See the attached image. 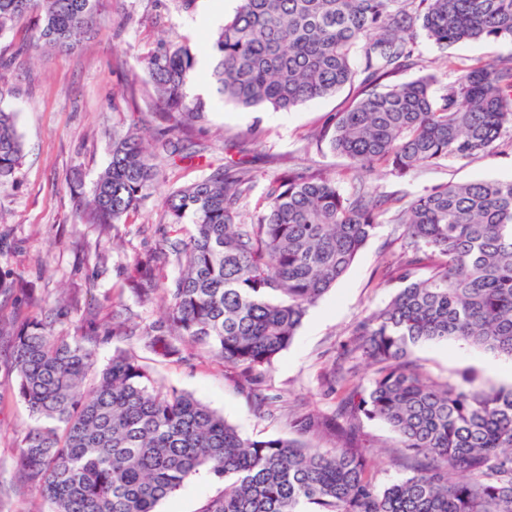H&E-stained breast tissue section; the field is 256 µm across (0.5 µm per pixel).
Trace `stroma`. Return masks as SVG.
<instances>
[{
	"mask_svg": "<svg viewBox=\"0 0 512 512\" xmlns=\"http://www.w3.org/2000/svg\"><path fill=\"white\" fill-rule=\"evenodd\" d=\"M232 15L235 0H198L195 12L180 11L174 0H101L99 30L83 38L70 52H58L37 42L34 24H23L0 38V90L6 105L17 112L24 158L12 180L0 186V272L18 279L30 304L16 305L14 295H0V312L55 315L61 297L78 296L83 310L98 322L111 321L113 310L127 320L128 335L100 344L99 363L115 351L135 355L151 365L158 380L192 394L253 438L292 436L288 425L249 408L238 394L222 362L205 352L171 363L145 344L143 328L158 317L155 307L140 303L129 289L124 269L132 258L154 249L162 240V202L175 187L198 180L224 161L226 140L258 131L260 142L249 156L258 189H265L278 169L295 160L336 175L343 190L352 181L345 158L308 149L306 136L347 97L307 102L290 112L246 111L224 102L215 92L210 68L196 67L190 82L204 85L209 110L200 139L203 157L170 168L151 188L150 196L127 223L101 235L86 223L77 203L88 195L109 160L112 135L134 120L154 119V104L128 100L124 89L158 39L188 38L199 58L209 48L217 26L209 20L215 3ZM512 179V137L470 159L447 160L405 178L371 177L369 188L411 200L424 189L447 182ZM402 229L382 225L360 251L348 272L313 307L291 346L277 359L270 391L305 409H325L322 379L360 316L384 306L392 288L383 286L388 261L398 252ZM105 246L107 263H98L96 246ZM416 361L432 378L473 377L491 387L512 383V360L496 357L458 342L426 343L414 349ZM17 373L11 347L0 340V487L10 494L12 512H34L40 502L19 480L17 446L34 426L27 407L16 395ZM224 489L207 472L191 476L185 486L163 499L158 512H200L205 502Z\"/></svg>",
	"mask_w": 512,
	"mask_h": 512,
	"instance_id": "35a3bbf8",
	"label": "stroma"
}]
</instances>
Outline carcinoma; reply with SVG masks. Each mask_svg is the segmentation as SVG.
<instances>
[{
	"label": "carcinoma",
	"instance_id": "carcinoma-1",
	"mask_svg": "<svg viewBox=\"0 0 512 512\" xmlns=\"http://www.w3.org/2000/svg\"><path fill=\"white\" fill-rule=\"evenodd\" d=\"M237 2L210 44L218 93L241 109L289 112L349 87L346 107L307 139L347 159L357 184L345 192L317 169L288 166L254 201L256 175L227 157L168 193L164 243L135 256L127 279L142 303L163 306L143 333L154 353L183 362L207 349L261 409L272 405L274 363L308 310L382 224L402 225V251L381 282L398 288L360 318L326 373L336 409L285 413L297 434H320L331 447L244 437L123 351L87 386L98 345L124 335L118 311L110 324L82 317L74 336L55 335L46 316L0 313L17 395L37 420L17 448L19 476L47 512H158L202 469L224 492L201 512H512V384L439 382L411 358L421 343L454 340L512 359V180L441 184L406 203L365 184L470 159L512 131V62L448 54L458 43L512 41V0ZM97 9L98 0H0V36L33 20L43 46L66 51ZM421 34L456 73L438 97L433 71L401 80L420 63ZM195 66L188 41L160 43L145 59L141 84L159 103L153 149L134 126L113 138L80 201L87 223H125L164 178L156 158L178 167L194 157L207 111L186 93ZM23 157L17 115L0 91V185ZM251 202L250 221H238ZM367 421L394 436L391 463L403 475L386 484Z\"/></svg>",
	"mask_w": 512,
	"mask_h": 512
}]
</instances>
